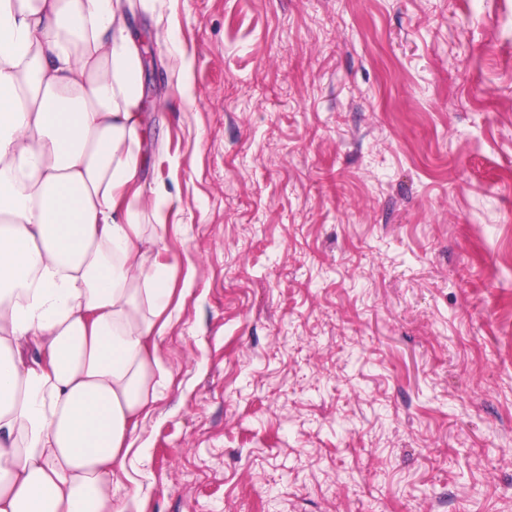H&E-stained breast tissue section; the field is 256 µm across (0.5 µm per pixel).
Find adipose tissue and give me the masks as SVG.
Masks as SVG:
<instances>
[{"mask_svg":"<svg viewBox=\"0 0 512 512\" xmlns=\"http://www.w3.org/2000/svg\"><path fill=\"white\" fill-rule=\"evenodd\" d=\"M141 70L124 0H0V512H115L169 376Z\"/></svg>","mask_w":512,"mask_h":512,"instance_id":"obj_1","label":"adipose tissue"}]
</instances>
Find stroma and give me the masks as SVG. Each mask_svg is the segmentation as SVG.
Listing matches in <instances>:
<instances>
[{
  "label": "stroma",
  "instance_id": "35a3bbf8",
  "mask_svg": "<svg viewBox=\"0 0 512 512\" xmlns=\"http://www.w3.org/2000/svg\"><path fill=\"white\" fill-rule=\"evenodd\" d=\"M169 381L122 512H512V0H129Z\"/></svg>",
  "mask_w": 512,
  "mask_h": 512
}]
</instances>
